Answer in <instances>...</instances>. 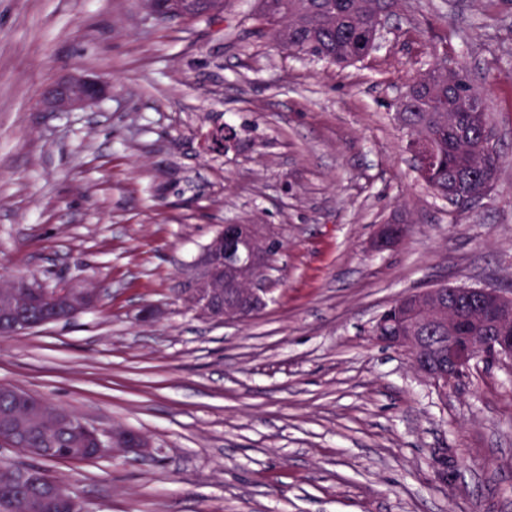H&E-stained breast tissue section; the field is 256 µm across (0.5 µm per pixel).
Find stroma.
Masks as SVG:
<instances>
[{"label": "stroma", "mask_w": 512, "mask_h": 512, "mask_svg": "<svg viewBox=\"0 0 512 512\" xmlns=\"http://www.w3.org/2000/svg\"><path fill=\"white\" fill-rule=\"evenodd\" d=\"M256 9L0 0V283L99 297L0 337V384L152 442L47 463L88 512H512V366L442 389L372 334L412 291H512V0H398L345 66L258 37ZM437 57L469 67L502 156L466 209L419 180L393 119ZM72 74L103 95L47 109ZM224 126L237 147L205 151ZM396 216L409 235L375 250ZM225 224L283 247L267 306L216 323L186 289Z\"/></svg>", "instance_id": "1"}]
</instances>
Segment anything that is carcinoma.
Masks as SVG:
<instances>
[{"instance_id":"cac0c4a2","label":"carcinoma","mask_w":512,"mask_h":512,"mask_svg":"<svg viewBox=\"0 0 512 512\" xmlns=\"http://www.w3.org/2000/svg\"><path fill=\"white\" fill-rule=\"evenodd\" d=\"M372 0H258L255 33L304 55L338 65L361 60L359 39L373 47ZM455 83L448 84L442 68L430 84L407 85L421 97L454 101L478 96L467 68L456 67ZM400 128L407 137L419 136L432 143L435 163L427 186L438 196L448 195V186L476 181L481 165L497 169L501 155L488 138L487 128L471 123L469 113L430 112L420 106L398 110ZM65 409L40 397L7 385L0 386V444L18 448L45 462L81 463L97 458L95 437L78 425L66 429L53 426ZM45 448L57 453L47 455ZM18 469L0 467V512H60L54 499L39 494L16 479Z\"/></svg>"}]
</instances>
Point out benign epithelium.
I'll return each mask as SVG.
<instances>
[{
  "mask_svg": "<svg viewBox=\"0 0 512 512\" xmlns=\"http://www.w3.org/2000/svg\"><path fill=\"white\" fill-rule=\"evenodd\" d=\"M102 87L94 80L76 78L58 85L50 104L61 110L83 107L100 98ZM233 133L216 130L207 148L222 150ZM406 150L418 163L419 175L429 179L432 166L421 141L410 138ZM403 224L393 221L380 227L375 241L379 249L393 248L403 240ZM277 235L261 224H225L204 248L197 261L198 273L188 293L197 316L222 323L238 320L265 307L272 291L271 245ZM93 303L86 291L72 285L49 288L37 277L26 276L11 283V292L0 298V334L16 336L29 331L30 323L14 309L22 304H39L50 309L47 322L66 321ZM412 320L407 330L395 336H379L388 347L410 353L414 364L424 359V334H448V348L431 368L421 372L436 384H454L472 364L487 354L512 360V296L494 288L458 287L451 291L427 288L395 301Z\"/></svg>",
  "mask_w": 512,
  "mask_h": 512,
  "instance_id": "7a95c632",
  "label": "benign epithelium"
}]
</instances>
